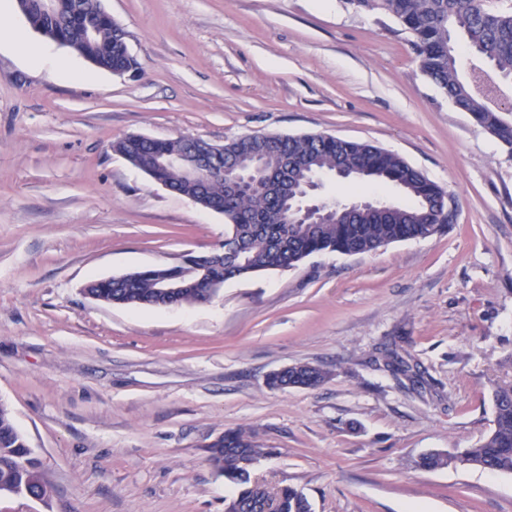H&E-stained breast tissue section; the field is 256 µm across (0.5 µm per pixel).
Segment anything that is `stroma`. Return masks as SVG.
<instances>
[{
    "label": "stroma",
    "instance_id": "obj_1",
    "mask_svg": "<svg viewBox=\"0 0 512 512\" xmlns=\"http://www.w3.org/2000/svg\"><path fill=\"white\" fill-rule=\"evenodd\" d=\"M139 67L96 68L32 31L78 79L0 47V403L51 488L0 512H224L209 448L237 430L271 490L312 512H512V474L425 470L468 448L512 381V153L422 71L410 35L346 0H103ZM139 134L222 144L325 134L398 154L457 203L425 239L315 253L226 281L210 302L130 307L94 279L224 241L222 214L112 149ZM417 382L393 373L390 352ZM314 388L269 386L295 365Z\"/></svg>",
    "mask_w": 512,
    "mask_h": 512
}]
</instances>
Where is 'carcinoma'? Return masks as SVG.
I'll use <instances>...</instances> for the list:
<instances>
[{
	"label": "carcinoma",
	"mask_w": 512,
	"mask_h": 512,
	"mask_svg": "<svg viewBox=\"0 0 512 512\" xmlns=\"http://www.w3.org/2000/svg\"><path fill=\"white\" fill-rule=\"evenodd\" d=\"M365 10L382 11L400 21L413 37V46L422 70L448 94L455 106L467 113L512 154V116L499 105L498 90L512 82V9L493 10L487 0H346ZM48 31L62 38L74 53L103 70L136 66L125 48V40L98 8L96 0H54L52 14L41 17ZM462 43L483 59L499 84L485 83L483 68L475 67L469 77L461 76L456 45ZM277 148L296 159L293 188L288 194L271 198L257 193L225 197L224 179L216 176L205 188L207 210L221 209L226 223L224 244L205 254V280L223 283L235 277L287 268L319 252L361 254L393 242L429 237L442 229L430 223V204L441 187L417 174L399 155L365 142L338 140L332 136L309 134L277 135ZM186 137L136 142L128 135L112 144V149L137 161L146 155L167 156L183 151ZM271 148L265 135L244 136L223 144L224 157L248 162L252 155ZM364 173L379 183H398L408 202L387 203L360 210L354 222L351 211L337 206L334 219L326 224H286L281 209L296 198L305 184L324 172L336 171L340 163ZM151 177L169 184L182 197H196L199 188L183 181L174 168H154ZM262 215L265 223L253 219ZM172 273L165 266L155 268L131 281L108 288L93 283L98 292L115 304L145 306L157 303L156 282ZM211 300L208 289L196 276L182 279L176 293L178 304H198ZM324 373L308 365L287 368L274 376L275 388L316 387ZM494 419L490 432L477 444L454 456L430 452L420 457L418 466L435 470L468 465L495 473L512 474V383L493 392ZM257 448L240 431H228L211 447L210 461L224 479L239 492L225 512H312L302 490L283 486L270 492L252 479L243 464L260 457ZM30 493L47 502L50 488L43 479L40 462L33 457L25 437L16 428L10 410L0 404V492Z\"/></svg>",
	"instance_id": "obj_1"
}]
</instances>
